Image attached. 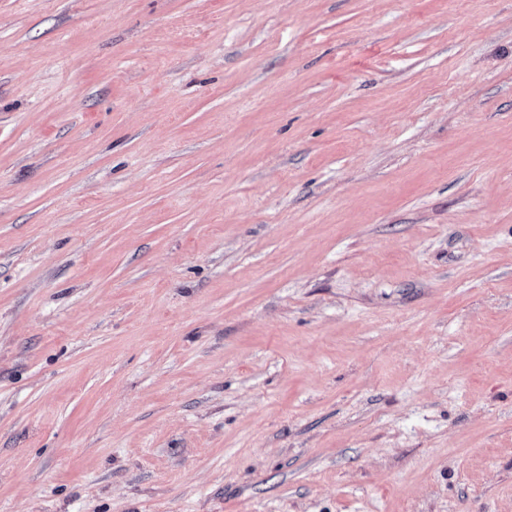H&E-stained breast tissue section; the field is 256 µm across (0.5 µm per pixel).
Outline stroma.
<instances>
[{"label":"stroma","mask_w":512,"mask_h":512,"mask_svg":"<svg viewBox=\"0 0 512 512\" xmlns=\"http://www.w3.org/2000/svg\"><path fill=\"white\" fill-rule=\"evenodd\" d=\"M0 512H512V0H0Z\"/></svg>","instance_id":"1"}]
</instances>
